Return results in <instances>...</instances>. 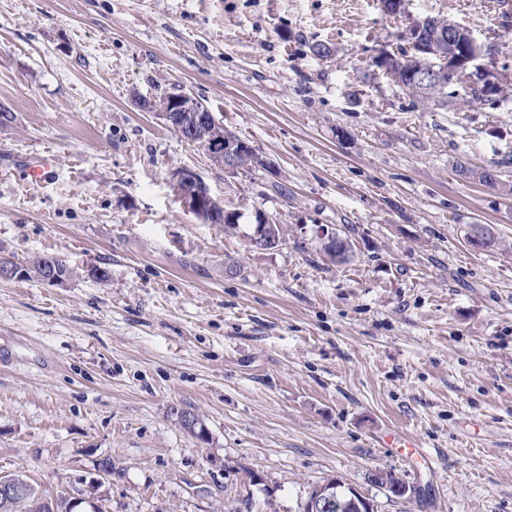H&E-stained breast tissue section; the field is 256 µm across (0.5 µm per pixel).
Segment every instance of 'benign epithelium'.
I'll return each instance as SVG.
<instances>
[{
	"label": "benign epithelium",
	"instance_id": "obj_1",
	"mask_svg": "<svg viewBox=\"0 0 512 512\" xmlns=\"http://www.w3.org/2000/svg\"><path fill=\"white\" fill-rule=\"evenodd\" d=\"M425 27L426 20L416 18L400 33V37L409 45L417 47L419 46L417 37ZM435 38L441 44L448 45V59L439 62L423 61L413 75V82L425 84L446 78L448 86L455 88L490 84L489 55L485 40L472 31L461 28L452 20L448 21V29H438ZM174 102L179 104L177 111L182 113V118L174 119L172 111L165 109L159 112V116L165 123L174 128L188 143L198 145L208 150L210 154H223V166L226 172L234 174L241 171L243 161L254 152V148L239 138H226L222 142L197 140L194 133H203L209 124L216 122L214 113L203 111L198 105V100L187 94L176 96ZM170 180L179 201L187 212L199 215L207 224L224 223V213H218L212 209V196L200 191L205 181L198 172L190 167H179L170 172ZM259 220L262 226L256 228L250 242L254 247L262 250L265 248L266 231H268L266 225L277 224L279 219L261 212ZM108 478L110 475L107 471L103 468L99 469L98 477L93 483L69 494L71 506L78 509V512H104L103 498L98 495V489L102 486L103 480ZM341 485L342 482L335 478L326 481L320 496L308 501L307 512H330L334 509L336 488ZM31 494H33L32 487L23 474L0 475V512H13L16 505Z\"/></svg>",
	"mask_w": 512,
	"mask_h": 512
}]
</instances>
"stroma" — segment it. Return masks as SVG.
Wrapping results in <instances>:
<instances>
[{
	"instance_id": "obj_1",
	"label": "stroma",
	"mask_w": 512,
	"mask_h": 512,
	"mask_svg": "<svg viewBox=\"0 0 512 512\" xmlns=\"http://www.w3.org/2000/svg\"><path fill=\"white\" fill-rule=\"evenodd\" d=\"M406 9L0 0V254L77 271L0 280V474L52 497L111 458L109 512H302L332 477L375 512H512V112L422 109L373 63L408 17L441 14L498 37L512 70V0ZM177 93L265 167L232 175L184 141L151 108ZM46 154L52 174L32 179ZM181 166L242 212L238 232L182 208ZM258 210L287 224L283 245L249 248ZM326 231L351 240L346 263ZM392 430L433 471L385 448ZM379 470L408 494L372 483Z\"/></svg>"
}]
</instances>
